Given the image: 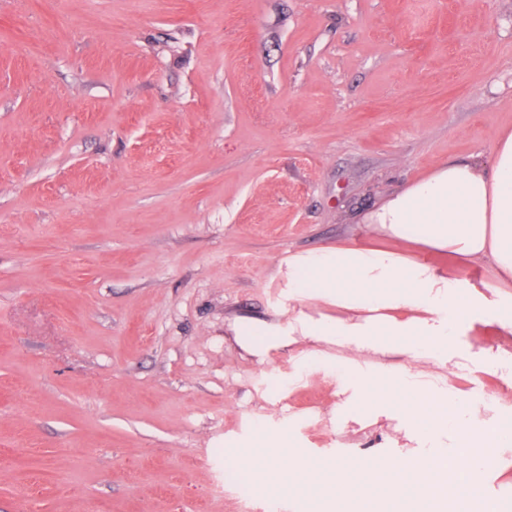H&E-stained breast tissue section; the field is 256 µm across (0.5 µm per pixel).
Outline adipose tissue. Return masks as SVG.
<instances>
[{
	"label": "adipose tissue",
	"instance_id": "adipose-tissue-1",
	"mask_svg": "<svg viewBox=\"0 0 512 512\" xmlns=\"http://www.w3.org/2000/svg\"><path fill=\"white\" fill-rule=\"evenodd\" d=\"M366 228L394 241L415 240L460 258L464 272L447 271L398 250L328 246L288 259V300L336 306V318L299 314L287 325L240 323L238 334L256 356L268 342L302 338L335 344L340 368L336 415L361 423L365 413L397 420L423 452L386 461L347 456L301 488L327 498L336 512H434L458 498L483 467L487 451L512 444V414L474 428L475 407L449 386V367L469 359L462 341L475 326L487 335L512 334V131L498 136L489 160L451 162L388 196L364 216ZM490 267L494 280L475 281L470 267ZM395 355L401 370L374 374L367 356ZM258 471L275 491L294 485L303 465L282 457L278 443L258 444Z\"/></svg>",
	"mask_w": 512,
	"mask_h": 512
}]
</instances>
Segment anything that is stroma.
I'll return each mask as SVG.
<instances>
[{"mask_svg": "<svg viewBox=\"0 0 512 512\" xmlns=\"http://www.w3.org/2000/svg\"><path fill=\"white\" fill-rule=\"evenodd\" d=\"M512 129V0H0V512H329L225 466L408 445L336 421L288 257ZM479 407L500 377L448 375ZM512 502V446L475 474Z\"/></svg>", "mask_w": 512, "mask_h": 512, "instance_id": "1", "label": "stroma"}]
</instances>
